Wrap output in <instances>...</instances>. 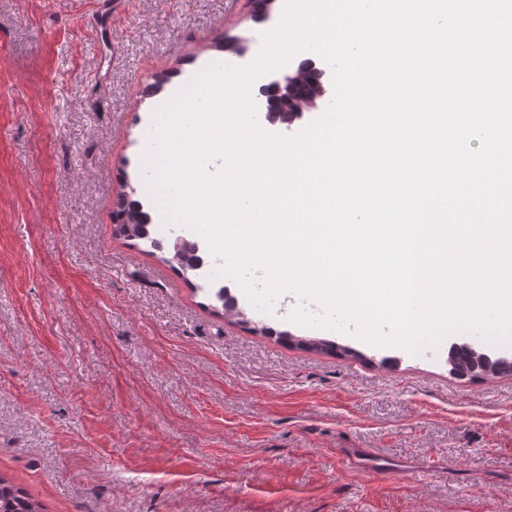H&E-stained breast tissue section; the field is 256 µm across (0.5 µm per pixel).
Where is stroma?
I'll use <instances>...</instances> for the list:
<instances>
[{"label":"stroma","mask_w":512,"mask_h":512,"mask_svg":"<svg viewBox=\"0 0 512 512\" xmlns=\"http://www.w3.org/2000/svg\"><path fill=\"white\" fill-rule=\"evenodd\" d=\"M97 2L0 0V477L44 512H512V374L261 310L360 355L254 335L119 236L123 172L158 210L155 111L260 27L248 0H125L102 37Z\"/></svg>","instance_id":"obj_1"}]
</instances>
